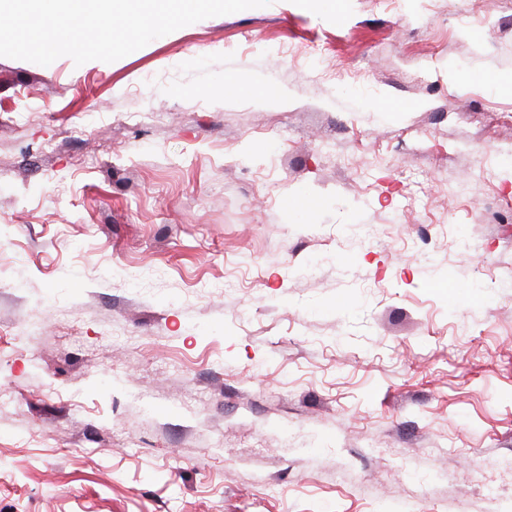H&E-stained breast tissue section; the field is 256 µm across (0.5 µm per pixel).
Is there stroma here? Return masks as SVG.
Listing matches in <instances>:
<instances>
[{
  "label": "stroma",
  "mask_w": 512,
  "mask_h": 512,
  "mask_svg": "<svg viewBox=\"0 0 512 512\" xmlns=\"http://www.w3.org/2000/svg\"><path fill=\"white\" fill-rule=\"evenodd\" d=\"M0 512H512V0L0 57Z\"/></svg>",
  "instance_id": "stroma-1"
}]
</instances>
